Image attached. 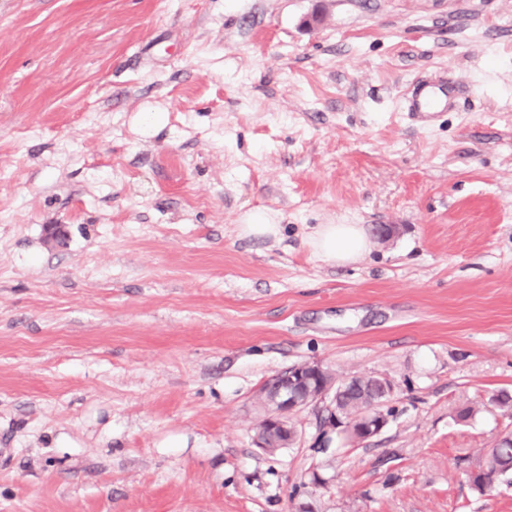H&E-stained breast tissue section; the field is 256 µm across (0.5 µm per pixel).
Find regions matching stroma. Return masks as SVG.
Here are the masks:
<instances>
[{
	"label": "stroma",
	"mask_w": 512,
	"mask_h": 512,
	"mask_svg": "<svg viewBox=\"0 0 512 512\" xmlns=\"http://www.w3.org/2000/svg\"><path fill=\"white\" fill-rule=\"evenodd\" d=\"M451 74L462 110L412 121ZM305 362L391 380L395 418L323 453L307 407L263 453ZM502 390L512 0H0V512H512L465 478ZM408 114L430 120L447 111L458 98V87L451 81H417L403 94ZM310 245L330 262L344 265L363 255L367 238L360 224H322L311 237Z\"/></svg>",
	"instance_id": "stroma-1"
}]
</instances>
